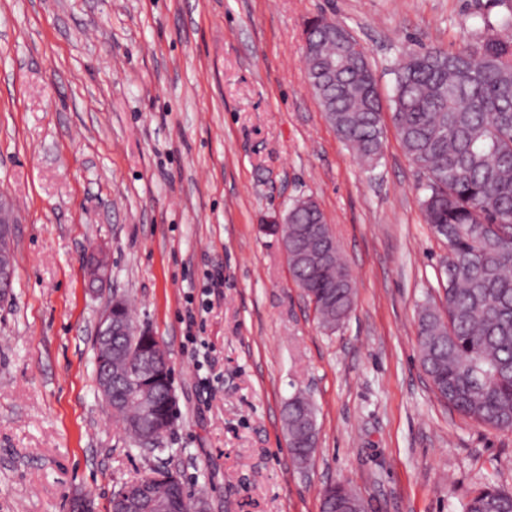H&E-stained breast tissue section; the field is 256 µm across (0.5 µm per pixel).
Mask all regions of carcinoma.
<instances>
[{
	"mask_svg": "<svg viewBox=\"0 0 512 512\" xmlns=\"http://www.w3.org/2000/svg\"><path fill=\"white\" fill-rule=\"evenodd\" d=\"M475 48L455 51L419 47L405 51L393 69L392 118L400 142L426 176L421 205L433 234L448 248L444 310L429 305L418 316L421 367L440 398L473 421L512 430V3ZM340 24L321 18L304 50V70L339 137L365 163L382 155V102L363 52L336 43ZM288 238L303 247L311 228L332 245L333 257L316 264L288 258L296 285L315 301L325 329L351 312L355 288L323 211L299 198L288 207ZM122 336L112 337V413L132 444L153 437L144 405L175 421L171 384L157 370L154 381L133 393L126 377L151 349L121 298ZM292 464L305 468L317 445V414L302 392L283 408ZM181 476H144L112 495V512H172ZM358 500L341 483L322 491L321 512H338ZM466 512H512V487L487 483L469 499Z\"/></svg>",
	"mask_w": 512,
	"mask_h": 512,
	"instance_id": "1",
	"label": "carcinoma"
}]
</instances>
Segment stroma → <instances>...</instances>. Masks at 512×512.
Here are the masks:
<instances>
[{"instance_id": "stroma-1", "label": "stroma", "mask_w": 512, "mask_h": 512, "mask_svg": "<svg viewBox=\"0 0 512 512\" xmlns=\"http://www.w3.org/2000/svg\"><path fill=\"white\" fill-rule=\"evenodd\" d=\"M492 0H0V194L16 279L0 300V512H107L157 460L97 393L94 332L113 295L165 344L178 415L165 440L209 512H320L344 482L366 512H464L512 486V431L435 394L418 313L441 305L446 245L425 181L384 112L376 167L308 84L304 30L323 15L365 49L383 101L402 51L485 37ZM313 198L352 272L355 305L318 323L270 224ZM111 258L98 291L92 245ZM210 307L188 342L189 303ZM317 409L293 466L282 410Z\"/></svg>"}]
</instances>
